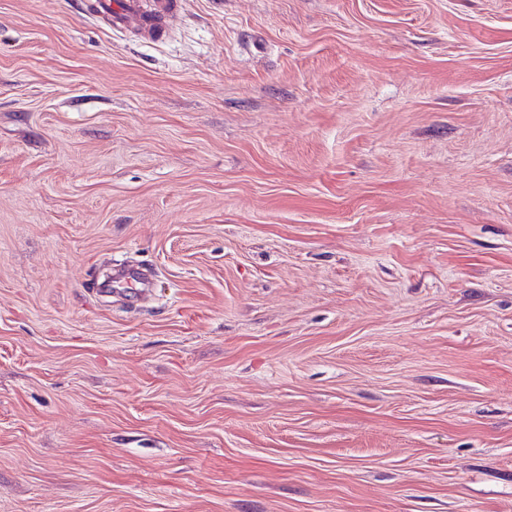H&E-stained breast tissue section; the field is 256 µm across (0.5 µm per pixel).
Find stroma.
Here are the masks:
<instances>
[{
	"mask_svg": "<svg viewBox=\"0 0 512 512\" xmlns=\"http://www.w3.org/2000/svg\"><path fill=\"white\" fill-rule=\"evenodd\" d=\"M92 2L0 0V512H512V0ZM97 1L99 11L110 19L113 31H125L134 25L152 41L163 34L167 20L181 6V0H150L149 8L144 0Z\"/></svg>",
	"mask_w": 512,
	"mask_h": 512,
	"instance_id": "stroma-1",
	"label": "stroma"
}]
</instances>
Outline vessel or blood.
Instances as JSON below:
<instances>
[{
	"instance_id": "b4317fda",
	"label": "vessel or blood",
	"mask_w": 512,
	"mask_h": 512,
	"mask_svg": "<svg viewBox=\"0 0 512 512\" xmlns=\"http://www.w3.org/2000/svg\"><path fill=\"white\" fill-rule=\"evenodd\" d=\"M180 6L181 0H98V9L110 19L112 30L133 26L150 40L162 35L167 20Z\"/></svg>"
}]
</instances>
